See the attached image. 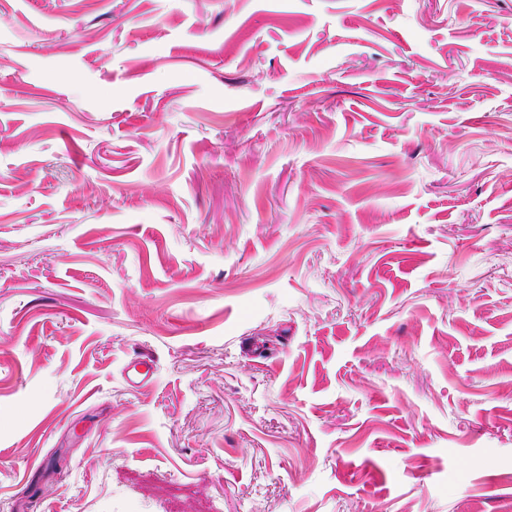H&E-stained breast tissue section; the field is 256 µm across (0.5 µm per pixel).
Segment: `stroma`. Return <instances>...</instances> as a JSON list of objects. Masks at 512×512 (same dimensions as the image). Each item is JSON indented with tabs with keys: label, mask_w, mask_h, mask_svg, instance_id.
Here are the masks:
<instances>
[{
	"label": "stroma",
	"mask_w": 512,
	"mask_h": 512,
	"mask_svg": "<svg viewBox=\"0 0 512 512\" xmlns=\"http://www.w3.org/2000/svg\"><path fill=\"white\" fill-rule=\"evenodd\" d=\"M510 502L512 0H0V512Z\"/></svg>",
	"instance_id": "1"
}]
</instances>
